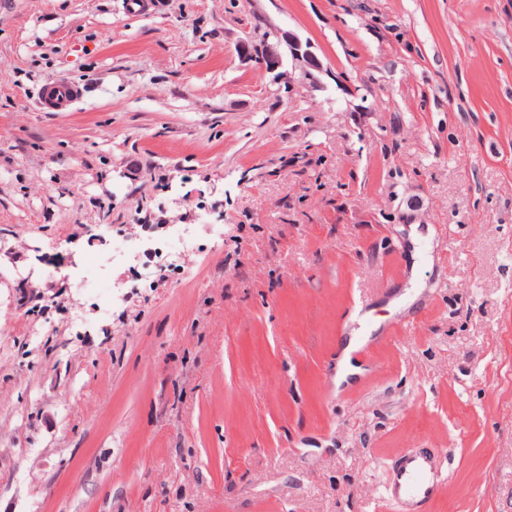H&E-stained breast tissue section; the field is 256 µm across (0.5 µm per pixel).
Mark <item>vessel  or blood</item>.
Returning a JSON list of instances; mask_svg holds the SVG:
<instances>
[{
	"mask_svg": "<svg viewBox=\"0 0 512 512\" xmlns=\"http://www.w3.org/2000/svg\"><path fill=\"white\" fill-rule=\"evenodd\" d=\"M79 94L76 86L64 81H53L45 86L41 103L45 109L56 111ZM438 482L435 459L424 453H410L402 458L395 470L387 494L394 500L422 508L434 498Z\"/></svg>",
	"mask_w": 512,
	"mask_h": 512,
	"instance_id": "vessel-or-blood-1",
	"label": "vessel or blood"
}]
</instances>
